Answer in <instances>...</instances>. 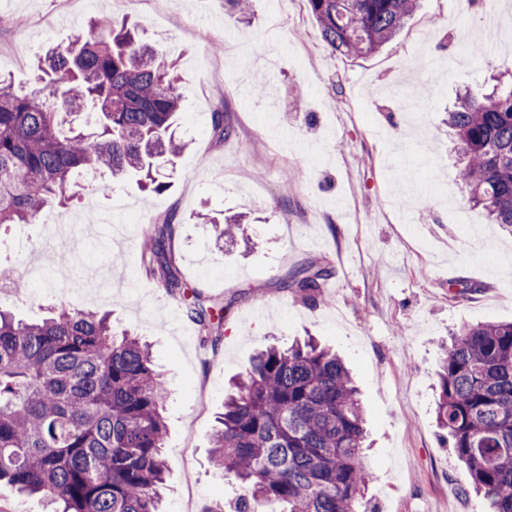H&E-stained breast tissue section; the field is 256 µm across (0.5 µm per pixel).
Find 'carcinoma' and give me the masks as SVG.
<instances>
[{"label": "carcinoma", "instance_id": "cac0c4a2", "mask_svg": "<svg viewBox=\"0 0 512 512\" xmlns=\"http://www.w3.org/2000/svg\"><path fill=\"white\" fill-rule=\"evenodd\" d=\"M333 53L377 52L418 0H306ZM175 63L126 22L92 20L37 62L35 88L0 78V230L31 224L85 189L107 196L133 178L162 193L159 169L188 148L172 127L180 112ZM90 113L87 133L70 117ZM219 139L232 133L211 115ZM448 128L469 202L512 227V84L460 94ZM174 215L147 236L145 275L185 294L172 272ZM332 269L311 263L281 288L315 300ZM202 328L199 299L184 304ZM436 419L468 468L486 512H512V322L468 325L442 347ZM168 395L149 346L112 331L109 315L60 309L39 322L0 311V481L39 495L53 512H160ZM364 411L342 359L312 341L270 345L251 359L224 401L211 461L234 480L237 498L213 512H366L373 475L364 463Z\"/></svg>", "mask_w": 512, "mask_h": 512}]
</instances>
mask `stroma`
I'll return each instance as SVG.
<instances>
[{
    "instance_id": "stroma-1",
    "label": "stroma",
    "mask_w": 512,
    "mask_h": 512,
    "mask_svg": "<svg viewBox=\"0 0 512 512\" xmlns=\"http://www.w3.org/2000/svg\"><path fill=\"white\" fill-rule=\"evenodd\" d=\"M1 15L13 22L0 23V74L15 86L32 87L43 48L93 19L137 23L183 78L178 132L193 144L162 170L166 192L86 190L0 237V269L45 270L26 296L0 288V310L34 321L51 307L97 309L150 343L169 388L165 512H208L233 496L210 462L228 383L262 347L308 336L356 377L369 512H485L436 425V369L463 326L512 321V274L486 276L512 254V231L469 205L444 118L459 90L483 94L512 68V0H420L363 57L332 53L304 0H254L246 22L224 0H0ZM218 108L234 128L225 140L212 130ZM203 208L248 213L243 236L216 239L195 219ZM106 211L115 224L92 235L56 230ZM171 213L174 274L205 305L229 308L212 345L141 271L143 233ZM63 250L72 265L58 266ZM312 262L334 270L321 300L281 289ZM258 307L263 320H249Z\"/></svg>"
}]
</instances>
